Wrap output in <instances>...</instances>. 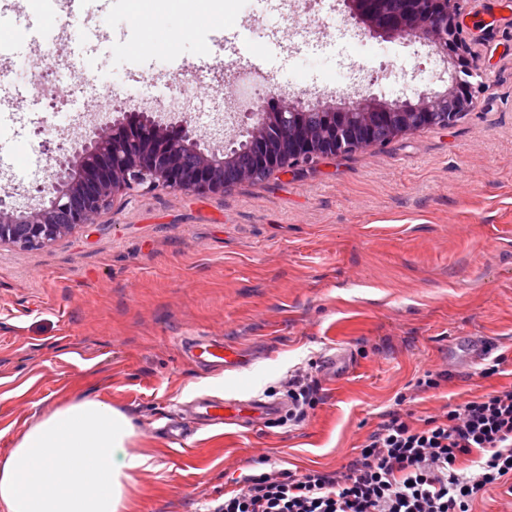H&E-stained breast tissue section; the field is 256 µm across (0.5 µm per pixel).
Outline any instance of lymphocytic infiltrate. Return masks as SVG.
Masks as SVG:
<instances>
[{
    "label": "lymphocytic infiltrate",
    "mask_w": 512,
    "mask_h": 512,
    "mask_svg": "<svg viewBox=\"0 0 512 512\" xmlns=\"http://www.w3.org/2000/svg\"><path fill=\"white\" fill-rule=\"evenodd\" d=\"M278 425L306 420L318 402L312 368L285 378ZM493 485L512 495V386L463 400L413 426L389 411L340 471L271 469L243 477L214 512H473Z\"/></svg>",
    "instance_id": "lymphocytic-infiltrate-1"
}]
</instances>
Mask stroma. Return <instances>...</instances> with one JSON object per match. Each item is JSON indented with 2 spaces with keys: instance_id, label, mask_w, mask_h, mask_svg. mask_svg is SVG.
<instances>
[{
  "instance_id": "35a3bbf8",
  "label": "stroma",
  "mask_w": 512,
  "mask_h": 512,
  "mask_svg": "<svg viewBox=\"0 0 512 512\" xmlns=\"http://www.w3.org/2000/svg\"><path fill=\"white\" fill-rule=\"evenodd\" d=\"M145 22L189 31L175 51L141 47L127 0H40L52 54L20 39L0 81L25 102L0 135V197L28 209L59 147L82 124L53 129L136 97L165 115L189 109L211 146L246 122L238 98L393 101L441 90L432 48L370 35L343 0H141ZM486 75L455 125L417 129L311 165L245 181L221 195L158 188L119 196L95 223L41 250L0 246V456L53 403L82 393L120 407L152 443L136 512H210L240 477L268 467L334 471L395 406L412 422L512 384V0H458ZM208 12L213 25L198 23ZM228 26L244 67L196 65L211 26ZM112 39L100 81L67 59L88 30ZM241 351L237 370L204 368L185 338ZM505 354L499 374L479 370ZM342 351L349 370L318 372L320 399L297 426L211 427L186 404L209 396L283 401L289 370ZM449 370L415 390L425 371ZM186 439L166 437L168 421Z\"/></svg>"
}]
</instances>
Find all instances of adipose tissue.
I'll use <instances>...</instances> for the list:
<instances>
[{"instance_id": "adipose-tissue-1", "label": "adipose tissue", "mask_w": 512, "mask_h": 512, "mask_svg": "<svg viewBox=\"0 0 512 512\" xmlns=\"http://www.w3.org/2000/svg\"><path fill=\"white\" fill-rule=\"evenodd\" d=\"M152 459L125 411L73 397L44 413L0 457V512H131L134 476Z\"/></svg>"}]
</instances>
